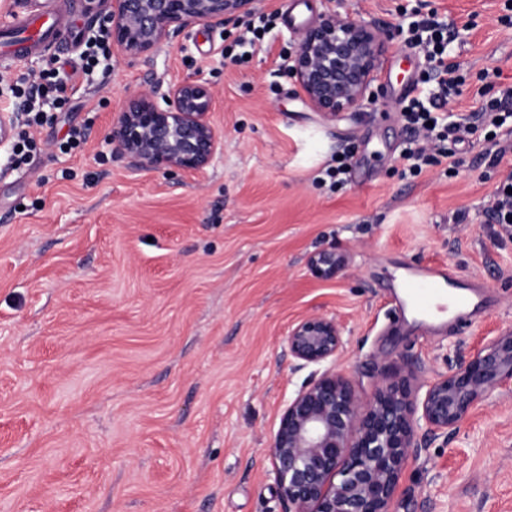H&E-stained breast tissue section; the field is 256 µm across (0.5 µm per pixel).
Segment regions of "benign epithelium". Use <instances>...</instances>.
I'll use <instances>...</instances> for the list:
<instances>
[{
	"mask_svg": "<svg viewBox=\"0 0 512 512\" xmlns=\"http://www.w3.org/2000/svg\"><path fill=\"white\" fill-rule=\"evenodd\" d=\"M102 21L112 46L139 56L157 49L185 28L221 19L250 0H107ZM389 35L375 25L330 8L306 29L288 66L305 99L327 116L355 109L371 96ZM214 96L207 81L189 77L131 96L112 120L107 146L129 159L134 172H198L218 153ZM17 114L0 111V150L10 146ZM347 255L326 249L309 260L318 276L333 278ZM344 326L310 315L288 330L294 366L333 362ZM512 384V331L471 351L439 375L417 400L405 382L387 384L363 404L350 382L334 371L301 388L288 401L271 445L276 482L292 512H391L399 479L410 457L427 440L456 433L465 418L494 390ZM423 420L425 438L415 424Z\"/></svg>",
	"mask_w": 512,
	"mask_h": 512,
	"instance_id": "1",
	"label": "benign epithelium"
}]
</instances>
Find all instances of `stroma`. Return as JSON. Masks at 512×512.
I'll return each instance as SVG.
<instances>
[{
    "label": "stroma",
    "mask_w": 512,
    "mask_h": 512,
    "mask_svg": "<svg viewBox=\"0 0 512 512\" xmlns=\"http://www.w3.org/2000/svg\"><path fill=\"white\" fill-rule=\"evenodd\" d=\"M327 0H251L184 29L157 51L112 54L71 108L32 128L39 149L0 154V512H288L270 446L289 400L323 370L361 400L408 381L415 398L482 342L512 330V234L490 216L512 174V137L494 160L477 131L448 161L410 173L406 98H429L411 21L452 24L449 64L465 83L450 104L484 102L480 75L512 83L505 0H336L392 40L376 100L326 118L288 72ZM87 0L70 63L33 56L0 75L72 72L95 37ZM271 23L254 49L249 19ZM202 75L223 152L197 173L132 174L105 143L115 112L149 85ZM86 140L61 152L69 126ZM349 149L348 171H325ZM464 221H457V214ZM336 248L347 268L314 277ZM443 263L470 284L467 323L431 328L397 297L394 272ZM322 314L345 327L329 367H293L286 338ZM393 512H512V388L490 394L449 439L408 461ZM347 265V255L337 252L336 249L332 248L313 255L309 260L310 270L324 278L336 277Z\"/></svg>",
    "instance_id": "stroma-1"
}]
</instances>
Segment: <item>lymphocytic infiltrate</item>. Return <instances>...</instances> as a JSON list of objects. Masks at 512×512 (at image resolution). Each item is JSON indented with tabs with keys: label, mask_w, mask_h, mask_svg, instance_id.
Returning <instances> with one entry per match:
<instances>
[{
	"label": "lymphocytic infiltrate",
	"mask_w": 512,
	"mask_h": 512,
	"mask_svg": "<svg viewBox=\"0 0 512 512\" xmlns=\"http://www.w3.org/2000/svg\"><path fill=\"white\" fill-rule=\"evenodd\" d=\"M448 29V23L432 17L412 22L410 27V41L423 48L429 63L427 78L437 88L430 102L413 99L402 109L414 132L422 137L421 144L407 148L405 153L406 158L413 161L410 171L414 174L421 172L423 166L439 163L440 159L448 157V144L465 142L468 136L476 132L478 126L498 129L512 117V84L500 87L496 97L485 101L466 120L446 121L435 115V108L447 105L452 96L458 94L464 82L457 67L448 65L445 60ZM63 89L64 79L56 69L42 72L36 78L28 74L16 78L11 90L16 98L23 101L25 130L19 135L14 148L15 154L24 156L34 149L35 142L26 129L46 120L45 104H52L56 108L64 105L65 100L61 96Z\"/></svg>",
	"instance_id": "lymphocytic-infiltrate-1"
}]
</instances>
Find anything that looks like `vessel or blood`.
<instances>
[{
	"label": "vessel or blood",
	"mask_w": 512,
	"mask_h": 512,
	"mask_svg": "<svg viewBox=\"0 0 512 512\" xmlns=\"http://www.w3.org/2000/svg\"><path fill=\"white\" fill-rule=\"evenodd\" d=\"M70 36L71 31L57 9L40 12L30 6L21 8L0 21V62L59 51ZM450 276V271L435 266L408 269L400 280L405 302L423 314L448 301L454 310L466 308L470 304L468 295H450Z\"/></svg>",
	"instance_id": "obj_1"
}]
</instances>
